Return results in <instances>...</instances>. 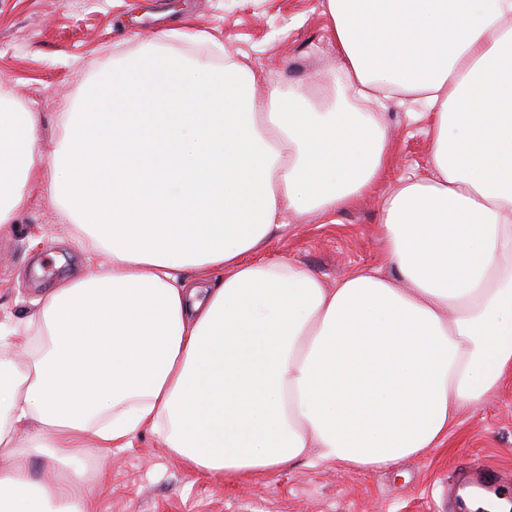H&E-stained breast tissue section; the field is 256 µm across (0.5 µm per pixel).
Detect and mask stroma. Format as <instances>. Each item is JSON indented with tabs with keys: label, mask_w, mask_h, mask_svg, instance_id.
I'll return each mask as SVG.
<instances>
[{
	"label": "stroma",
	"mask_w": 512,
	"mask_h": 512,
	"mask_svg": "<svg viewBox=\"0 0 512 512\" xmlns=\"http://www.w3.org/2000/svg\"><path fill=\"white\" fill-rule=\"evenodd\" d=\"M324 0H0V93L33 112L51 155L61 113L86 100L117 58L148 45L244 62L260 93L299 85L343 89ZM377 120L390 133L384 177L340 206L335 219L290 220L265 255L287 258L327 285L358 268H385L384 198L429 166L433 121L422 105L389 102ZM17 228L0 235V322L28 314L59 278L82 275L86 252L69 239L45 184ZM99 491L94 512H451L448 484L471 465L512 473V374L481 406L463 412L445 448L391 469H346L313 459L240 481L190 474L146 432L130 448H90Z\"/></svg>",
	"instance_id": "1"
}]
</instances>
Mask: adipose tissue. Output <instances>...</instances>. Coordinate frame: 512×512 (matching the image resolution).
<instances>
[{
    "label": "adipose tissue",
    "instance_id": "adipose-tissue-1",
    "mask_svg": "<svg viewBox=\"0 0 512 512\" xmlns=\"http://www.w3.org/2000/svg\"><path fill=\"white\" fill-rule=\"evenodd\" d=\"M349 92L257 98L248 66L118 61L52 157L0 99V234L47 182L96 270L0 322V512H91L81 448L161 438L238 480L316 456L394 467L441 449L512 372V0H326ZM424 101L429 173L384 200L385 260L328 286L264 251L386 168L353 98ZM71 470L41 480L34 454Z\"/></svg>",
    "mask_w": 512,
    "mask_h": 512
}]
</instances>
